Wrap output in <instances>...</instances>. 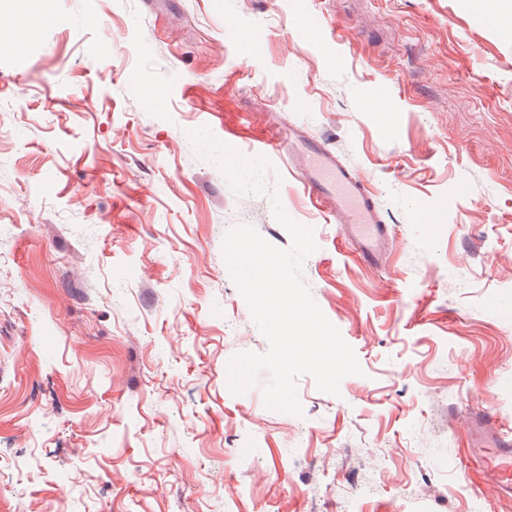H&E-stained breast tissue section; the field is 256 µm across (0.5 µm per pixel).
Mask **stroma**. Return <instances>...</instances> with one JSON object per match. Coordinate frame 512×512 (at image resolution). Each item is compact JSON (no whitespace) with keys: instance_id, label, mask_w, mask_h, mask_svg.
Returning <instances> with one entry per match:
<instances>
[{"instance_id":"obj_1","label":"stroma","mask_w":512,"mask_h":512,"mask_svg":"<svg viewBox=\"0 0 512 512\" xmlns=\"http://www.w3.org/2000/svg\"><path fill=\"white\" fill-rule=\"evenodd\" d=\"M492 0H56L0 54V512H512L468 451L512 433V35ZM314 17L317 29L304 21ZM324 141L393 230L367 266L271 151L314 230L303 280L362 375L302 415L233 394L269 344L225 233L286 249L188 130ZM438 215L428 224L424 213Z\"/></svg>"}]
</instances>
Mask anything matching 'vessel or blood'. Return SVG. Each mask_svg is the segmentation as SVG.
<instances>
[{"label": "vessel or blood", "mask_w": 512, "mask_h": 512, "mask_svg": "<svg viewBox=\"0 0 512 512\" xmlns=\"http://www.w3.org/2000/svg\"><path fill=\"white\" fill-rule=\"evenodd\" d=\"M288 148L300 153L305 164L300 171V189L317 204L328 207L336 223L359 255L372 266H382L389 250L391 232L355 171L342 163L326 144L300 133L288 131ZM470 440L500 498L512 500V436L504 433L489 411L472 413Z\"/></svg>", "instance_id": "vessel-or-blood-1"}]
</instances>
